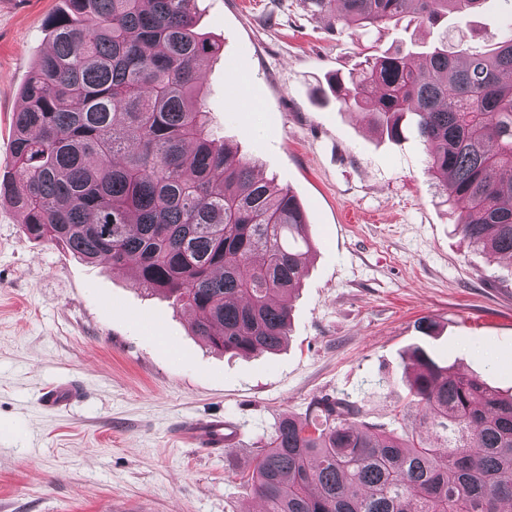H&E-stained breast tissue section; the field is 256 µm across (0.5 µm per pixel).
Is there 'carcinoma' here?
Listing matches in <instances>:
<instances>
[{"mask_svg":"<svg viewBox=\"0 0 512 512\" xmlns=\"http://www.w3.org/2000/svg\"><path fill=\"white\" fill-rule=\"evenodd\" d=\"M16 113V176L0 204L33 238L86 263L133 266L138 285L194 314L232 355L284 344L305 276L307 216L293 191L210 128L199 98L219 47L196 32L197 0H68ZM486 0H304L338 32L462 19ZM512 32L478 50L381 51L331 86L392 139L413 129L455 230L512 257ZM408 394L424 417L405 437L360 429L321 397L257 442L247 486L266 512H501L512 503V395L416 348Z\"/></svg>","mask_w":512,"mask_h":512,"instance_id":"obj_1","label":"carcinoma"}]
</instances>
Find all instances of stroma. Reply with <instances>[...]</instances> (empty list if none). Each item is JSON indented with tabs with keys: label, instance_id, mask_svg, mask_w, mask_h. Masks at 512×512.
<instances>
[{
	"label": "stroma",
	"instance_id": "obj_1",
	"mask_svg": "<svg viewBox=\"0 0 512 512\" xmlns=\"http://www.w3.org/2000/svg\"><path fill=\"white\" fill-rule=\"evenodd\" d=\"M66 0H0V181L16 174L14 116ZM198 30L220 45L203 92L215 132L303 205L308 272L277 353L231 356L192 314L30 237L0 205V512H252L243 482L255 442L322 396L359 407L356 426L403 432L405 361L441 365L512 392V260L470 248L435 194L415 132L389 139L339 109L332 75L385 49L488 43L512 0L433 27L332 31L303 0H199ZM267 140L257 146L250 129ZM437 328L426 335L420 321ZM79 395L60 410L47 388ZM223 417L229 451L182 439V422ZM77 389L73 385H59L45 392L42 396V405L49 410L66 407L76 396Z\"/></svg>",
	"mask_w": 512,
	"mask_h": 512
}]
</instances>
